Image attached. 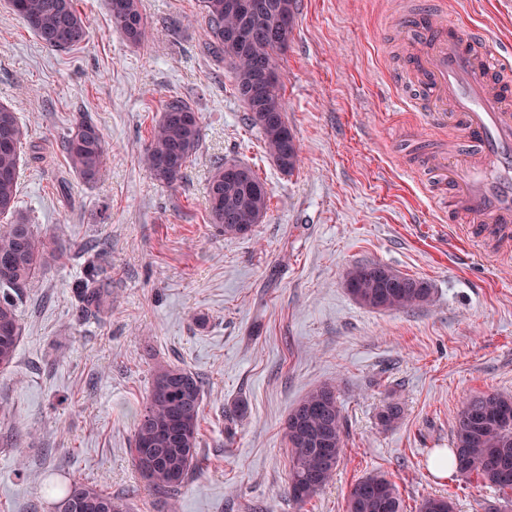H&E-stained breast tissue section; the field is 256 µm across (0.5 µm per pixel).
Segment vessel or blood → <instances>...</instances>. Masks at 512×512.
Returning <instances> with one entry per match:
<instances>
[{"instance_id":"b4317fda","label":"vessel or blood","mask_w":512,"mask_h":512,"mask_svg":"<svg viewBox=\"0 0 512 512\" xmlns=\"http://www.w3.org/2000/svg\"><path fill=\"white\" fill-rule=\"evenodd\" d=\"M404 31L423 29L432 48L415 53L414 82L403 99L422 110L432 126H452L453 151L432 154L422 168L447 183L448 208L460 215L461 230L478 243L497 242L496 253L512 256V63L490 67V36L455 23L443 10L401 20Z\"/></svg>"}]
</instances>
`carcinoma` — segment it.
I'll return each mask as SVG.
<instances>
[{
	"label": "carcinoma",
	"mask_w": 512,
	"mask_h": 512,
	"mask_svg": "<svg viewBox=\"0 0 512 512\" xmlns=\"http://www.w3.org/2000/svg\"><path fill=\"white\" fill-rule=\"evenodd\" d=\"M15 13L49 50L65 52L87 39L88 31L74 0H20ZM109 0L112 26L133 44L147 35V21L139 0H120L114 8ZM269 10L259 21L263 33L241 47L227 38L231 31L253 25L251 17L237 6V0H200L205 21L206 47L227 62L235 75V90L247 110V120L261 133L266 152L284 172L296 165L298 148L287 141L289 128L284 119L283 86L274 55L282 50L291 33L297 0H268ZM271 73L260 95L248 98L258 65ZM7 131L12 145H0V371L14 361L20 335L13 295L48 270L51 261L63 253V246L51 250L46 239L17 207L19 166L26 132L16 112L0 106V131ZM72 172L86 183L101 175L106 147L94 122L82 119L59 140ZM201 147L198 113L185 101L174 98L166 104L161 118L152 126L143 161L157 180L170 186L182 181L187 163ZM177 158V165L165 177L160 165ZM225 164L217 165L209 181L210 221L221 232L244 237L252 233L267 212L269 191L251 190L224 181ZM348 293L359 304L373 310H405L427 304L432 298L428 282L401 274L379 263H365L348 271ZM81 312L100 308L103 290L95 278V266L76 288ZM204 383L196 373L177 366L160 369L134 422L131 455L141 478L159 497L168 500L202 470L200 448L204 419ZM345 417L336 395V386L315 387L288 413L284 440L289 448L288 496L303 504L317 496L332 480L336 468L324 464L321 451L333 448L341 461ZM454 448L448 453V468L474 477L502 492H512V397L485 392L472 396L457 415ZM62 498L57 512H86L84 504L93 500L98 512H129L124 498L73 480L60 486ZM347 512H403L399 494L387 478L370 474L357 480L347 498ZM418 512H453L450 498L428 496Z\"/></svg>",
	"instance_id": "1"
}]
</instances>
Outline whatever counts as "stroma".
<instances>
[{
	"instance_id": "obj_1",
	"label": "stroma",
	"mask_w": 512,
	"mask_h": 512,
	"mask_svg": "<svg viewBox=\"0 0 512 512\" xmlns=\"http://www.w3.org/2000/svg\"><path fill=\"white\" fill-rule=\"evenodd\" d=\"M427 2L298 0L277 57L298 146L287 173L247 122L229 65L206 49L198 0H140L148 35L137 46L113 29L108 0H75L88 37L68 52L45 48L0 0V105L18 112L43 153L22 152L19 207L67 246L17 297L16 358L0 371V512H54L48 482L73 478L126 496L130 512H346L351 486L368 474L396 486L404 512L435 495L455 512L503 501L496 488L432 465L451 450L467 398L512 395V265L454 238L447 188L435 177L422 189L410 166L411 153L445 152L455 140L399 99L423 40L397 24ZM446 2L512 59V0ZM173 98L202 126L175 189L143 162ZM82 115L107 148L92 184L57 145ZM227 160L250 165L269 189L249 237L209 220L207 180ZM87 249L100 255L107 292L88 315L75 296ZM367 262L427 281L431 302L361 306L345 274ZM168 365L204 381L207 460L169 504L130 456L133 414ZM324 383L336 385L346 419L344 455L329 485L298 505L287 496L282 427ZM391 401L402 416L385 428L378 414Z\"/></svg>"
}]
</instances>
